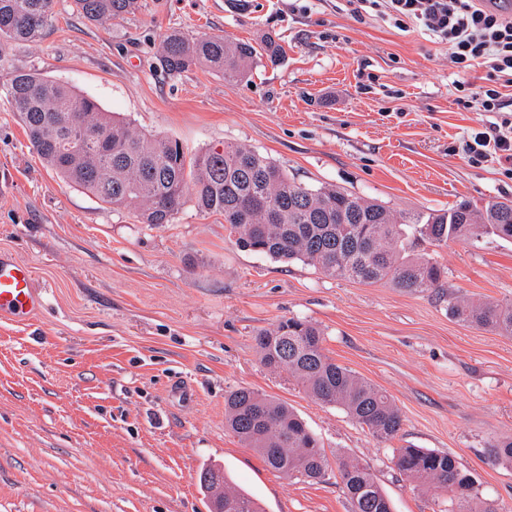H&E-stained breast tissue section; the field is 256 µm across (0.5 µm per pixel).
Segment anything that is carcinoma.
Returning <instances> with one entry per match:
<instances>
[{
	"label": "carcinoma",
	"instance_id": "obj_1",
	"mask_svg": "<svg viewBox=\"0 0 512 512\" xmlns=\"http://www.w3.org/2000/svg\"><path fill=\"white\" fill-rule=\"evenodd\" d=\"M92 23L133 15L141 0H73ZM56 0H0V39L39 40L55 18ZM275 61L282 47L268 38L261 48L224 37L165 35L159 63L171 76L206 68L226 79L246 74L260 54ZM24 124L39 159L66 183L114 207L133 206L143 224H168L186 198L199 210L224 217L234 244L284 262L302 261L330 277L390 283L408 293L443 287L444 268L430 254H412L417 242L441 246L485 236L512 240V203L478 209L461 200L443 211L396 214L334 186L312 188L288 177L270 158L237 143L187 158L182 145L136 130L98 102L37 72L17 71L0 82ZM460 321L512 337V303L448 296ZM264 366L286 370L316 401L338 406L379 442L394 439L403 419L391 396L331 358L321 330L289 318L257 334ZM224 425L270 468L316 481L328 460L317 436L287 404L241 387L224 397ZM395 465L411 481L440 489L448 512H498L491 502L473 507L472 475L455 456L424 448L395 449ZM489 458L512 465V437L492 445ZM339 473L352 512H390L389 499L368 465L353 458ZM207 497L224 499V512H263L221 467L199 475Z\"/></svg>",
	"mask_w": 512,
	"mask_h": 512
}]
</instances>
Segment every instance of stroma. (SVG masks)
<instances>
[{"label":"stroma","mask_w":512,"mask_h":512,"mask_svg":"<svg viewBox=\"0 0 512 512\" xmlns=\"http://www.w3.org/2000/svg\"><path fill=\"white\" fill-rule=\"evenodd\" d=\"M261 45L244 77H167V31ZM36 70L74 86L188 156L245 144L298 182L340 187L395 213L467 199L512 201V176L461 150L489 115L456 103L448 48L423 33L358 22L336 0H142L94 24L73 0L36 42L0 46V77ZM30 264L40 315L0 320V512H208L200 471L219 465L265 512H351L339 464H368L392 512H441L443 492L399 473L394 451L452 453L478 498L512 512V465L486 450L512 436V337L459 322L449 296L512 301V241L429 247L444 286L410 294L329 277L239 249L224 219L186 201L171 223L101 203L33 151L0 91V252ZM301 317L344 365L390 394L403 417L378 442L342 409L265 367L258 332ZM189 384L192 398L176 393ZM288 403L319 438V481L266 466L224 426L239 387Z\"/></svg>","instance_id":"obj_1"}]
</instances>
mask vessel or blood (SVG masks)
Returning <instances> with one entry per match:
<instances>
[{
  "mask_svg": "<svg viewBox=\"0 0 512 512\" xmlns=\"http://www.w3.org/2000/svg\"><path fill=\"white\" fill-rule=\"evenodd\" d=\"M44 302L32 267L12 255L0 253V319L28 322L42 310Z\"/></svg>",
  "mask_w": 512,
  "mask_h": 512,
  "instance_id": "b4317fda",
  "label": "vessel or blood"
}]
</instances>
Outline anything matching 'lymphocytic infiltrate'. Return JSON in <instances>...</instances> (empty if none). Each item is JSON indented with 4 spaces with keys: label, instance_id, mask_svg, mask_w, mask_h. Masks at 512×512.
<instances>
[{
    "label": "lymphocytic infiltrate",
    "instance_id": "lymphocytic-infiltrate-1",
    "mask_svg": "<svg viewBox=\"0 0 512 512\" xmlns=\"http://www.w3.org/2000/svg\"><path fill=\"white\" fill-rule=\"evenodd\" d=\"M343 9L356 21L373 17L401 31L415 28L447 45L459 76L458 104L491 116L464 139L465 155L474 164L512 165V98L505 94L512 88V14L495 0H344ZM477 65L486 68L488 82L475 87L467 75Z\"/></svg>",
    "mask_w": 512,
    "mask_h": 512
}]
</instances>
